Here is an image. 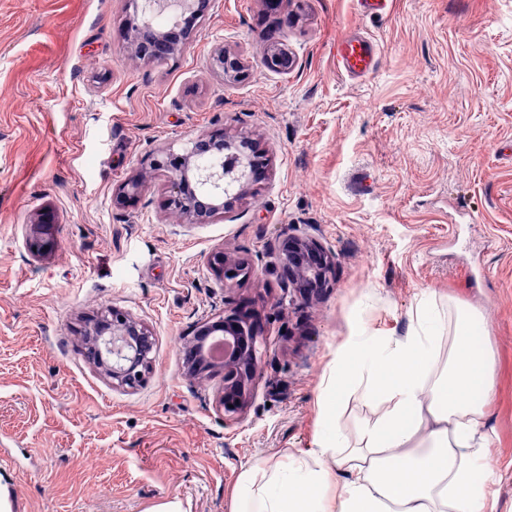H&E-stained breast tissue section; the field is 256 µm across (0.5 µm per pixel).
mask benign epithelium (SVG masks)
<instances>
[{
    "label": "benign epithelium",
    "mask_w": 512,
    "mask_h": 512,
    "mask_svg": "<svg viewBox=\"0 0 512 512\" xmlns=\"http://www.w3.org/2000/svg\"><path fill=\"white\" fill-rule=\"evenodd\" d=\"M193 4L195 0H145L141 14L135 13L128 19L135 56L160 60L175 51L180 34L154 30L151 14L176 7L180 10L177 18L186 30L197 19ZM213 61L214 68L226 79L247 76L248 65L237 55L221 49ZM264 65L287 75L295 69L297 61L287 48L277 45L265 55ZM261 157L256 143L247 136L212 134L197 138L182 154L169 152L158 156L153 168L168 174L167 209L194 223H204L252 190ZM53 246L54 239L47 236L44 217L39 215L33 220L28 251L40 256ZM270 251L288 271L284 287L302 301L312 300L329 287L335 268L334 256L313 234L300 229V225L285 227ZM208 263L226 286L244 282L252 275L248 258L235 253L215 251ZM216 336L224 337V358L220 362L208 356V346ZM258 339L250 314L231 307L224 310L222 318L199 326L186 341L184 369L188 380L201 383L214 369L224 371L218 406L224 410L226 421L241 416L251 402L261 373L256 356ZM82 342L89 359L114 386L134 389L151 370L155 339L143 322L126 311L114 307L99 312L89 321Z\"/></svg>",
    "instance_id": "7a95c632"
}]
</instances>
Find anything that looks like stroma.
<instances>
[{"label": "stroma", "instance_id": "obj_1", "mask_svg": "<svg viewBox=\"0 0 512 512\" xmlns=\"http://www.w3.org/2000/svg\"><path fill=\"white\" fill-rule=\"evenodd\" d=\"M129 0H0V485L12 512H230L253 460L312 448L317 397L357 328L402 337L423 294L478 312L496 365L487 410L486 512H512V0H209L183 50L135 60ZM295 24H287L290 12ZM362 35L375 70L348 76L336 45ZM295 56L282 75L263 57ZM248 74L224 80L218 50ZM224 131L254 138L268 167L203 224L163 208L157 155ZM150 177L130 203L119 187ZM55 251L32 256L36 213ZM315 226L335 254L330 288L304 303L268 249L282 225ZM246 256L228 287L212 252ZM246 309L262 373L225 424L215 373L184 376L195 326ZM121 308L155 338L133 389L85 358L94 312ZM264 65L272 71L286 75L295 69L297 61L288 48L280 44L273 46L270 53L265 55Z\"/></svg>", "mask_w": 512, "mask_h": 512}]
</instances>
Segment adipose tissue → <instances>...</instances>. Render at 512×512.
Instances as JSON below:
<instances>
[{
  "label": "adipose tissue",
  "mask_w": 512,
  "mask_h": 512,
  "mask_svg": "<svg viewBox=\"0 0 512 512\" xmlns=\"http://www.w3.org/2000/svg\"><path fill=\"white\" fill-rule=\"evenodd\" d=\"M485 332L472 311L446 324L429 295L403 337L358 330L337 348L319 393L313 448L244 470L231 512H485L489 450L471 399L493 395L492 355L472 342ZM445 335L452 343L441 368ZM358 387L382 409L350 439L339 412Z\"/></svg>",
  "instance_id": "ef3b65f1"
}]
</instances>
